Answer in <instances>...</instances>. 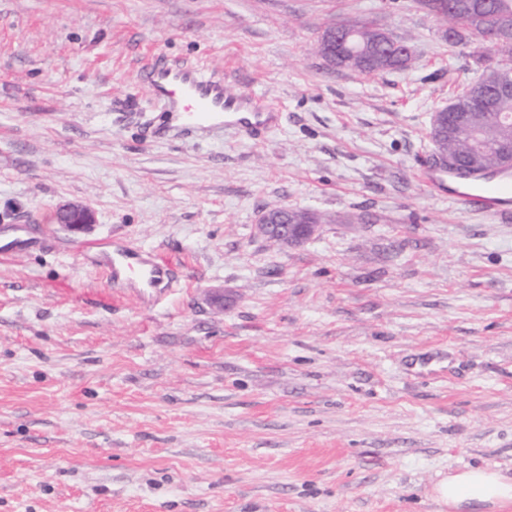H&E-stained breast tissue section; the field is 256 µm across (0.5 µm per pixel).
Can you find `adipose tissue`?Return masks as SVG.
<instances>
[{"instance_id": "ef3b65f1", "label": "adipose tissue", "mask_w": 512, "mask_h": 512, "mask_svg": "<svg viewBox=\"0 0 512 512\" xmlns=\"http://www.w3.org/2000/svg\"><path fill=\"white\" fill-rule=\"evenodd\" d=\"M431 493L436 502L451 512L470 503L512 504V477L497 470L468 467L439 478Z\"/></svg>"}]
</instances>
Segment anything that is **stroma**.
Wrapping results in <instances>:
<instances>
[{"label":"stroma","mask_w":512,"mask_h":512,"mask_svg":"<svg viewBox=\"0 0 512 512\" xmlns=\"http://www.w3.org/2000/svg\"><path fill=\"white\" fill-rule=\"evenodd\" d=\"M332 16L410 67L332 65ZM444 32L417 0H0V222L46 240L0 261V512H448L442 475L512 476V218L418 176L432 113L482 73ZM154 54L279 127L152 136ZM76 201L79 236L53 219ZM276 203L318 233L258 236ZM116 243L177 283L113 287ZM57 223L75 234L85 233L95 224V215L89 205L68 203L56 211Z\"/></svg>","instance_id":"stroma-1"}]
</instances>
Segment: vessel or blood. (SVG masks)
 <instances>
[{
  "label": "vessel or blood",
  "mask_w": 512,
  "mask_h": 512,
  "mask_svg": "<svg viewBox=\"0 0 512 512\" xmlns=\"http://www.w3.org/2000/svg\"><path fill=\"white\" fill-rule=\"evenodd\" d=\"M140 85L164 108L160 133L174 137L191 135L205 139L232 126L245 133L257 134L274 129L279 121L276 107L254 94H236L224 85L223 74L202 68L159 60L145 66L140 74ZM428 185L437 194H450L458 205L478 207L487 212H501L512 203V185L503 181H477L476 192H447L446 184L456 181V174L424 168ZM43 239L32 236L23 224L0 226V260L42 247ZM112 282L134 275L147 287L163 286L170 277L168 266L155 262L149 250L143 247L116 246L103 255L100 262Z\"/></svg>",
  "instance_id": "obj_1"
}]
</instances>
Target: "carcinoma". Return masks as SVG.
<instances>
[{
	"instance_id": "carcinoma-1",
	"label": "carcinoma",
	"mask_w": 512,
	"mask_h": 512,
	"mask_svg": "<svg viewBox=\"0 0 512 512\" xmlns=\"http://www.w3.org/2000/svg\"><path fill=\"white\" fill-rule=\"evenodd\" d=\"M486 7L479 14L455 8L434 11L436 18L452 31L448 44L455 46L463 42L465 33L473 34L480 48L479 60L484 64L483 74L489 73L490 63L505 80L512 78V41L497 45L493 38L503 21L512 23V0H485ZM350 37L343 53L336 59V66L364 75L380 74L388 70H400L409 65V59L381 52L376 42L373 23L366 19L338 20ZM485 91L477 84L455 97L458 111L468 116L467 124L457 128L455 120L448 124V136L439 147L445 151L467 158L474 168L512 170L504 164L503 144L512 143V127L498 128L493 124L490 110L481 107L480 98Z\"/></svg>"
}]
</instances>
